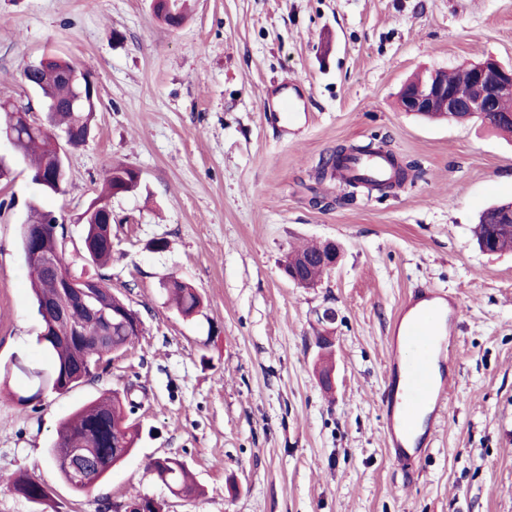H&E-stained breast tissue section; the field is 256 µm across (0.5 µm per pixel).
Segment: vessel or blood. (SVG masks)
<instances>
[{
  "mask_svg": "<svg viewBox=\"0 0 512 512\" xmlns=\"http://www.w3.org/2000/svg\"><path fill=\"white\" fill-rule=\"evenodd\" d=\"M346 172L384 181L391 177L392 168L384 156L370 155L351 160ZM460 317L457 296L425 285L405 299L392 321L390 343L395 357L388 367L380 406L388 451L397 463L414 462L429 446L435 424L445 413L451 376L442 358Z\"/></svg>",
  "mask_w": 512,
  "mask_h": 512,
  "instance_id": "vessel-or-blood-1",
  "label": "vessel or blood"
}]
</instances>
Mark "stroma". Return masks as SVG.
Listing matches in <instances>:
<instances>
[{
  "label": "stroma",
  "mask_w": 512,
  "mask_h": 512,
  "mask_svg": "<svg viewBox=\"0 0 512 512\" xmlns=\"http://www.w3.org/2000/svg\"><path fill=\"white\" fill-rule=\"evenodd\" d=\"M177 29L151 0H0V100L31 104L25 64L72 58L96 112L60 193L14 160L0 183V368L41 359L19 250L31 200L79 243L109 163L141 174L112 200L104 274L143 320L99 377L28 405L0 398V512H113L149 496L164 512H512V253L479 250L483 209L512 200V136L404 112L401 87L433 69L512 65V0H187ZM303 101L285 123L271 91ZM387 145L419 178L388 194L318 178L340 146ZM164 241L155 250V241ZM331 240L340 265L312 288L283 272L292 247ZM169 276L202 299L185 318ZM430 284L462 306L447 346L448 411L413 481L385 446L379 396L390 322ZM330 340L328 350L318 337ZM129 390L133 453L89 493L47 449L60 418ZM184 461L203 494L178 499L148 471ZM53 490L45 509L11 487Z\"/></svg>",
  "instance_id": "1"
}]
</instances>
